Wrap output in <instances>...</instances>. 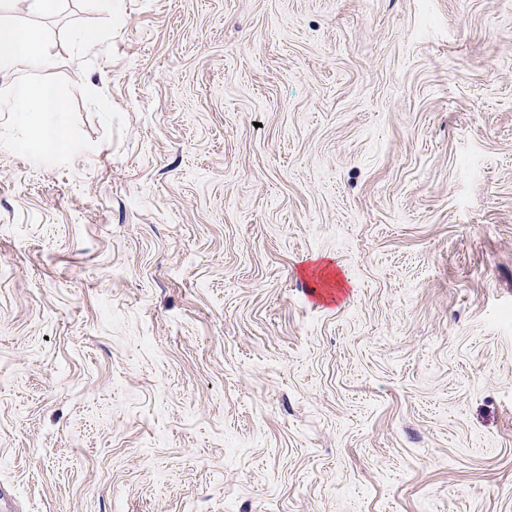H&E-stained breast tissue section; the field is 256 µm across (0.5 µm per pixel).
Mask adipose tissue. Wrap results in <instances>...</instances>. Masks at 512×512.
<instances>
[{
    "mask_svg": "<svg viewBox=\"0 0 512 512\" xmlns=\"http://www.w3.org/2000/svg\"><path fill=\"white\" fill-rule=\"evenodd\" d=\"M55 65V58L43 47L39 30L23 31L10 17L0 18V71L47 70ZM6 110L15 124L38 128V138L29 144L32 153L50 149L60 153L69 148L63 100L54 85L17 81L10 88Z\"/></svg>",
    "mask_w": 512,
    "mask_h": 512,
    "instance_id": "ef3b65f1",
    "label": "adipose tissue"
}]
</instances>
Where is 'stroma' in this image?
Listing matches in <instances>:
<instances>
[{
	"instance_id": "obj_1",
	"label": "stroma",
	"mask_w": 512,
	"mask_h": 512,
	"mask_svg": "<svg viewBox=\"0 0 512 512\" xmlns=\"http://www.w3.org/2000/svg\"><path fill=\"white\" fill-rule=\"evenodd\" d=\"M0 12L72 144L0 112L16 512H512V0ZM56 59L43 47L35 28L22 32L8 16L0 18V71L19 72L32 68L51 69Z\"/></svg>"
}]
</instances>
